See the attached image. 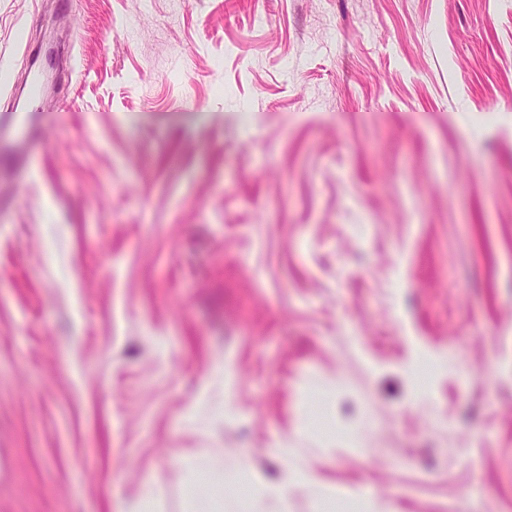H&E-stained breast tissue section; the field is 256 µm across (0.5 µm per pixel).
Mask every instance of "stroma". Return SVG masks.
<instances>
[{
  "instance_id": "35a3bbf8",
  "label": "stroma",
  "mask_w": 512,
  "mask_h": 512,
  "mask_svg": "<svg viewBox=\"0 0 512 512\" xmlns=\"http://www.w3.org/2000/svg\"><path fill=\"white\" fill-rule=\"evenodd\" d=\"M34 81L0 512H512V0H0ZM255 492L266 501L269 512H288V483L280 485L257 483Z\"/></svg>"
}]
</instances>
